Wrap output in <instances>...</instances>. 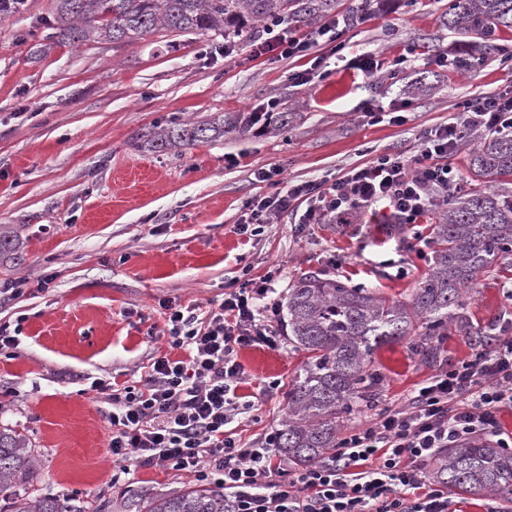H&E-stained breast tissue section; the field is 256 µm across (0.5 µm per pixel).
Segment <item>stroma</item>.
<instances>
[{"mask_svg":"<svg viewBox=\"0 0 512 512\" xmlns=\"http://www.w3.org/2000/svg\"><path fill=\"white\" fill-rule=\"evenodd\" d=\"M448 2L387 0L346 33L354 50L384 59L381 74H357L320 44L314 52L327 56L330 73L306 85L292 76L307 59L256 58L246 41L230 57L200 60L203 45L223 43L219 33L159 30L133 42L57 46L47 43L44 25L53 0H26L0 22V225L27 238L20 259L0 257V289L25 283L23 296L0 303V322L22 327L17 347L0 350V424L29 437L38 458L34 489L113 512L126 488L164 491L185 482L159 466L113 480L109 406L88 392L96 380L117 389L143 380L157 357H184L170 346L165 305L214 308L243 277L269 274L279 304L309 270L402 300L429 273L420 242L429 215L412 227L364 212L297 233L285 213L250 238L234 227L247 199L273 190L258 171H278L284 185L319 182L383 152L410 157L420 130L447 123L460 102L512 87V61L503 60L512 53L510 35L502 52L471 71L434 65V52L459 49L442 23ZM38 45L42 53L32 55ZM270 98L280 100L287 127L159 153L141 141L170 122L250 112ZM366 100L389 112L405 107V122L369 123L360 110ZM510 281L512 257L481 276L465 305L472 327L512 319L503 290ZM437 347L434 362L406 342L380 348L375 403L344 419L341 433L403 407L477 344L454 331ZM307 358L285 342L240 350L239 393L251 408L231 429L242 444L258 445L279 428L288 385Z\"/></svg>","mask_w":512,"mask_h":512,"instance_id":"stroma-1","label":"stroma"}]
</instances>
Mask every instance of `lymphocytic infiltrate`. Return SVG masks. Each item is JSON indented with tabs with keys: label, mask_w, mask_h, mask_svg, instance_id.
I'll return each instance as SVG.
<instances>
[{
	"label": "lymphocytic infiltrate",
	"mask_w": 512,
	"mask_h": 512,
	"mask_svg": "<svg viewBox=\"0 0 512 512\" xmlns=\"http://www.w3.org/2000/svg\"><path fill=\"white\" fill-rule=\"evenodd\" d=\"M348 19L333 18L316 33L300 35L282 22L263 25L252 44L254 57H312L309 70L295 73L305 85L324 76L326 57L314 56L320 40L342 54ZM512 133V90L464 101L452 122L425 129L414 157L385 153L333 180L302 182L259 195L243 205L235 231L258 235L270 215L305 203L299 226L348 223L361 209L377 205L392 224H416L437 201L457 188L459 174L447 159L467 134ZM270 281L244 280L225 293L218 308H172V347L188 359L157 358L143 382L122 389L104 382L90 389L104 398L112 426L108 447L119 473L134 466H162L210 482L224 491L228 512H453L447 491L426 486L423 470L437 449L478 436L501 438L498 415L512 407V336L498 339L468 359L431 377L406 406L381 412L344 436L332 457L286 475L275 459L274 438L243 447L227 426L245 410L236 394L244 378L241 348L279 345L266 299Z\"/></svg>",
	"instance_id": "f902f5d3"
}]
</instances>
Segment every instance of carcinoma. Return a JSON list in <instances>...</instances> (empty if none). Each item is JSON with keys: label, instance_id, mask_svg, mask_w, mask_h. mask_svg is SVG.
I'll return each mask as SVG.
<instances>
[{"label": "carcinoma", "instance_id": "1", "mask_svg": "<svg viewBox=\"0 0 512 512\" xmlns=\"http://www.w3.org/2000/svg\"><path fill=\"white\" fill-rule=\"evenodd\" d=\"M338 0H55L47 40L80 45L90 40L137 41L163 27L227 40L259 37L255 23L285 20L311 28L336 14ZM442 23L458 34L468 52L454 69L498 51L512 33V0H450ZM273 117L271 112H226L202 123L178 122L148 135V147L163 152L241 134ZM469 168L478 180L512 182V136L492 135L474 149ZM430 272L406 301L389 300L317 271L303 273L288 289V343L310 360L288 390V417L275 445L289 465L311 468L336 451L343 416L361 402L372 403L380 377L372 356L382 345L411 336L426 355L438 353L435 340L455 329L483 345L494 337L472 331L465 298L496 261L512 255V193L494 188L451 194L438 206L429 227ZM17 229L0 226V256L19 254ZM34 449L12 426L0 425V512H87L76 496L34 495ZM436 481L461 495L492 493L512 502V453L491 439L458 442L431 463ZM120 512H225L224 490L187 482L167 491L126 489Z\"/></svg>", "mask_w": 512, "mask_h": 512}]
</instances>
